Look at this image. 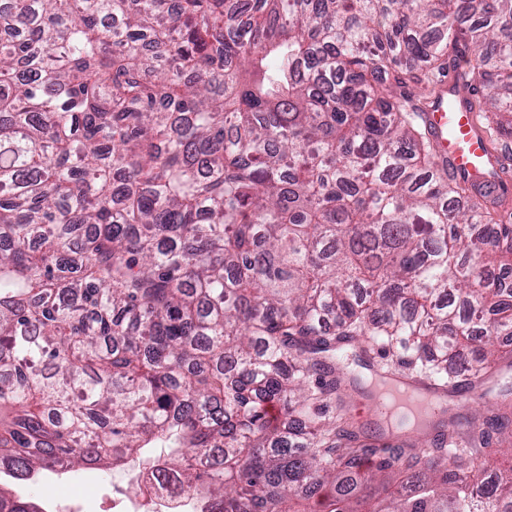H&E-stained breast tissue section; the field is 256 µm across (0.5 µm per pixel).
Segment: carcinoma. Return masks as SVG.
Listing matches in <instances>:
<instances>
[{"label":"carcinoma","instance_id":"cac0c4a2","mask_svg":"<svg viewBox=\"0 0 512 512\" xmlns=\"http://www.w3.org/2000/svg\"><path fill=\"white\" fill-rule=\"evenodd\" d=\"M0 474L168 448L208 512H512L499 405L406 439L329 401L363 340L512 366V0H0ZM502 162L422 113L449 73ZM0 512H42L0 488ZM470 93L454 82L424 112L426 127L432 132L439 156L459 173L482 180L496 169L498 155L490 154L485 134L468 110Z\"/></svg>","mask_w":512,"mask_h":512}]
</instances>
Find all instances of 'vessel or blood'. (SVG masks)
<instances>
[{"label": "vessel or blood", "mask_w": 512, "mask_h": 512, "mask_svg": "<svg viewBox=\"0 0 512 512\" xmlns=\"http://www.w3.org/2000/svg\"><path fill=\"white\" fill-rule=\"evenodd\" d=\"M467 97V90L449 84L444 94L424 112L423 119L433 134L439 156L447 159L457 172L482 180L496 168L497 157L489 153L485 134L467 107ZM485 392L481 382L451 391L435 380L400 373L391 377L387 387L376 390L366 412L382 421L403 414L419 424L447 414L449 405H472Z\"/></svg>", "instance_id": "vessel-or-blood-1"}]
</instances>
